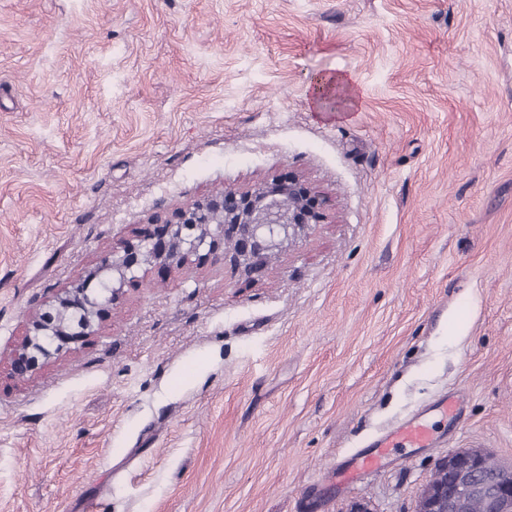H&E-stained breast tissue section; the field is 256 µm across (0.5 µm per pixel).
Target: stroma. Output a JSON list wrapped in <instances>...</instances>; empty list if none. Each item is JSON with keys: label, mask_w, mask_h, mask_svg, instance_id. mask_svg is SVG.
<instances>
[{"label": "stroma", "mask_w": 512, "mask_h": 512, "mask_svg": "<svg viewBox=\"0 0 512 512\" xmlns=\"http://www.w3.org/2000/svg\"><path fill=\"white\" fill-rule=\"evenodd\" d=\"M288 172L332 207L265 277L143 272L13 377L149 215ZM444 397L434 447L328 477ZM464 448L512 464V0H0V512H416Z\"/></svg>", "instance_id": "obj_1"}]
</instances>
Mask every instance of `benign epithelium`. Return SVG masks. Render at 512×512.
<instances>
[{
	"instance_id": "1",
	"label": "benign epithelium",
	"mask_w": 512,
	"mask_h": 512,
	"mask_svg": "<svg viewBox=\"0 0 512 512\" xmlns=\"http://www.w3.org/2000/svg\"><path fill=\"white\" fill-rule=\"evenodd\" d=\"M331 198L294 175H276L247 189H224L154 214L138 239L112 248L82 282L56 297L51 310L30 317L29 332L15 346L11 370L18 378L33 374L64 346L85 342L125 286L137 284L141 268H179L197 260L222 261L246 282L264 274L272 258L324 221ZM480 451L448 458L456 470L453 485L419 499V512H455L459 503L480 496L486 512H512V470L502 464L477 471Z\"/></svg>"
}]
</instances>
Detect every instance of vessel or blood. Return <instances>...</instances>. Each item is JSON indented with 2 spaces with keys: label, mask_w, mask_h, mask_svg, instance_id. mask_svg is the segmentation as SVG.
Returning a JSON list of instances; mask_svg holds the SVG:
<instances>
[{
  "label": "vessel or blood",
  "mask_w": 512,
  "mask_h": 512,
  "mask_svg": "<svg viewBox=\"0 0 512 512\" xmlns=\"http://www.w3.org/2000/svg\"><path fill=\"white\" fill-rule=\"evenodd\" d=\"M456 410L455 403L443 402L434 406L432 412L406 417L396 427L381 432L369 447L357 449L347 464L337 466V480L349 483L360 473L383 469L398 449L433 446L436 441L434 415L444 416Z\"/></svg>",
  "instance_id": "b4317fda"
}]
</instances>
